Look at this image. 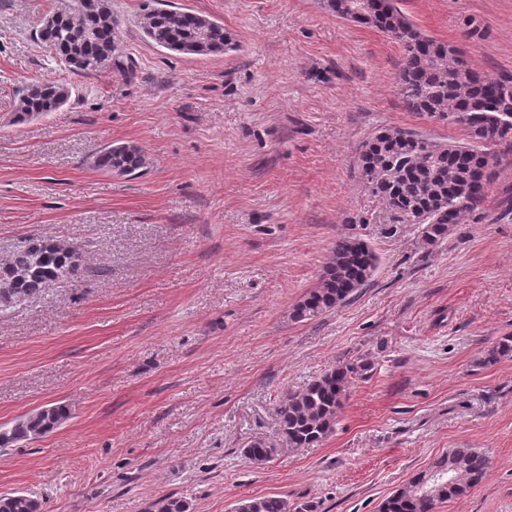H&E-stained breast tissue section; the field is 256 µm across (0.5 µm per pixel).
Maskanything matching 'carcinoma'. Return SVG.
<instances>
[{
    "instance_id": "cac0c4a2",
    "label": "carcinoma",
    "mask_w": 512,
    "mask_h": 512,
    "mask_svg": "<svg viewBox=\"0 0 512 512\" xmlns=\"http://www.w3.org/2000/svg\"><path fill=\"white\" fill-rule=\"evenodd\" d=\"M396 0H326L340 18L353 10L357 19L390 35L402 46L398 74L403 103L467 133L463 144L435 142L406 129H385L363 143L357 173L373 193L396 213L423 225V238L435 244L448 236L452 224L477 211L484 203L497 165L496 149H512V121L502 115L504 102L512 109V78H496L471 68L461 51L421 33L395 5ZM140 27L144 38L170 52L222 55L229 46L224 25L206 16L180 9L143 7ZM38 39L57 60L77 75L111 71L123 77L133 73L121 45L118 20L104 0L92 11L82 0H61L36 29ZM71 87L35 81L22 90L18 117H39L64 106ZM92 166L121 176H132L145 165L140 148L110 144L91 154ZM81 254L59 240L33 236L0 264V311L40 292L51 282L67 281L80 268ZM376 253L363 241L340 237L316 288L292 309L297 321L312 320L348 303L374 275ZM352 365L332 368L310 380L299 391H286L278 399L276 414L281 435L294 448L318 445L333 431L336 415L346 396ZM67 420L61 406L27 414L12 425L0 426V447L44 436ZM275 449L261 440L243 448L257 465L270 460ZM488 459L477 448H454L415 474L380 506V512H434L438 504L461 497L485 476ZM153 512H189V504L165 496ZM0 512H44L36 496L17 491L0 496ZM233 512H313L308 502L289 503L278 496L241 500Z\"/></svg>"
}]
</instances>
